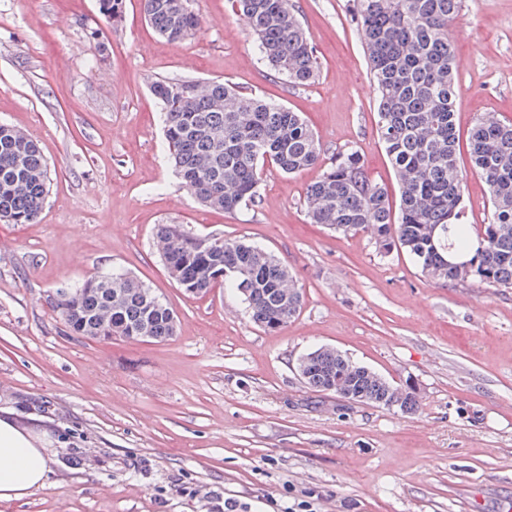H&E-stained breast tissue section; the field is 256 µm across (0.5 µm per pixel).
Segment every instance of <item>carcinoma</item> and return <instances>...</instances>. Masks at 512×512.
I'll use <instances>...</instances> for the list:
<instances>
[{
    "label": "carcinoma",
    "instance_id": "obj_1",
    "mask_svg": "<svg viewBox=\"0 0 512 512\" xmlns=\"http://www.w3.org/2000/svg\"><path fill=\"white\" fill-rule=\"evenodd\" d=\"M257 39L261 57L294 85L319 72L310 35L290 0H234ZM122 17L123 0H98ZM464 0H354L358 31L378 94V131L400 186L398 211L367 175L355 151L325 165L303 117L284 105L242 93L220 80L159 79L150 89L161 105L168 152L181 187L203 206L234 214L254 204L261 168L272 162L295 174L320 167L306 189L310 223L343 234L370 232L384 253L406 252L431 282L512 288V121H479L470 158L489 190L486 224L464 221V176L458 159L455 46L448 25ZM143 13L164 40L194 36L191 0H143ZM49 192L48 165L36 141L0 122V221L36 222ZM168 276L187 294L218 283L239 294L253 322L277 331L300 311L304 295L288 266L247 239L195 235L179 224L156 230ZM82 292L51 302L67 330L92 340L122 336L163 341L175 334L173 311L128 273L94 276ZM303 382L366 404L417 410L419 396L332 347L297 363Z\"/></svg>",
    "mask_w": 512,
    "mask_h": 512
}]
</instances>
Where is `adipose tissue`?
I'll use <instances>...</instances> for the list:
<instances>
[{"label": "adipose tissue", "instance_id": "adipose-tissue-1", "mask_svg": "<svg viewBox=\"0 0 512 512\" xmlns=\"http://www.w3.org/2000/svg\"><path fill=\"white\" fill-rule=\"evenodd\" d=\"M39 437L0 418V501L18 500L45 486L49 461Z\"/></svg>", "mask_w": 512, "mask_h": 512}]
</instances>
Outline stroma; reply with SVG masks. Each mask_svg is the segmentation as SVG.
Here are the masks:
<instances>
[{
    "label": "stroma",
    "mask_w": 512,
    "mask_h": 512,
    "mask_svg": "<svg viewBox=\"0 0 512 512\" xmlns=\"http://www.w3.org/2000/svg\"><path fill=\"white\" fill-rule=\"evenodd\" d=\"M320 71L295 86L261 60L231 0H195L199 30L168 43L123 0H0V121L48 163L36 223H0V415L44 434L45 487L0 512H512V289L429 282L369 233L309 223L318 169L265 166L258 201L227 215L180 189L157 79H221L302 113L325 161L355 150L391 201L377 93L353 0H291ZM97 38H90V31ZM449 31L460 138L512 119V0H464ZM466 221L486 223L487 186L461 156ZM245 237L282 258L304 292L269 332L224 287L187 295L155 249L157 225ZM131 272L177 317L164 342L71 335L50 298ZM336 347L396 383L413 413L307 387L297 361Z\"/></svg>",
    "instance_id": "35a3bbf8"
}]
</instances>
